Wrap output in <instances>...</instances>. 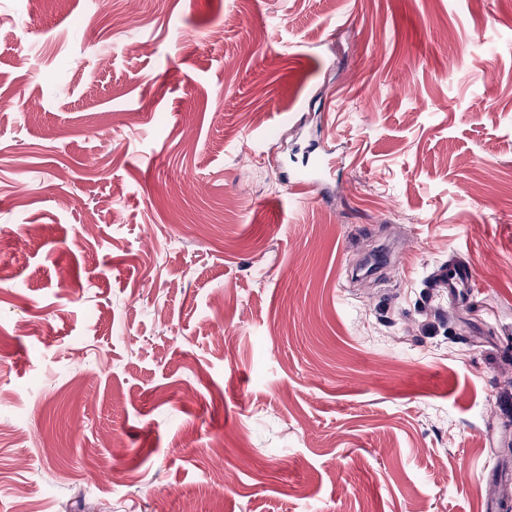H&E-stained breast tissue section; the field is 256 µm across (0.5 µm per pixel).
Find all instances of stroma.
<instances>
[{
  "mask_svg": "<svg viewBox=\"0 0 512 512\" xmlns=\"http://www.w3.org/2000/svg\"><path fill=\"white\" fill-rule=\"evenodd\" d=\"M0 102V512H503L512 0H0ZM442 276L445 279V286L449 293H460L472 288L476 282V276L470 269L450 266L442 270Z\"/></svg>",
  "mask_w": 512,
  "mask_h": 512,
  "instance_id": "35a3bbf8",
  "label": "stroma"
}]
</instances>
